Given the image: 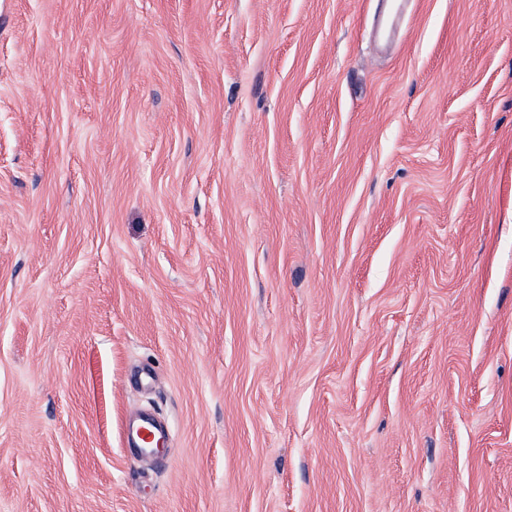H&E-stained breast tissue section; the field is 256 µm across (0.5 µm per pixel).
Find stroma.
Instances as JSON below:
<instances>
[{
    "mask_svg": "<svg viewBox=\"0 0 512 512\" xmlns=\"http://www.w3.org/2000/svg\"><path fill=\"white\" fill-rule=\"evenodd\" d=\"M379 8L0 0V512H512V0ZM409 0H386L385 12L380 20L379 34L384 39H389L394 30L405 17L406 4ZM132 439L141 456L156 455L164 449L159 448V444L166 445L165 433L149 419L141 420V424L133 433Z\"/></svg>",
    "mask_w": 512,
    "mask_h": 512,
    "instance_id": "35a3bbf8",
    "label": "stroma"
}]
</instances>
